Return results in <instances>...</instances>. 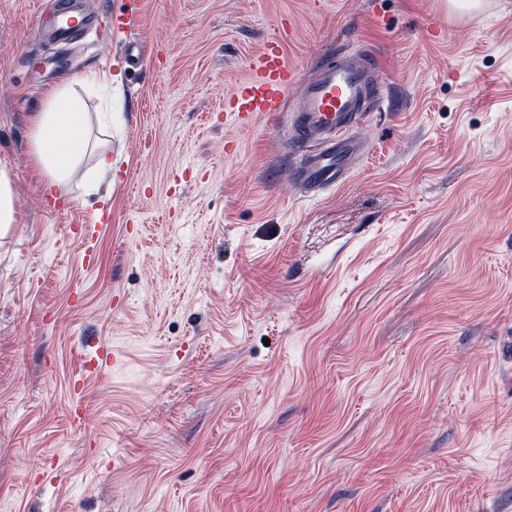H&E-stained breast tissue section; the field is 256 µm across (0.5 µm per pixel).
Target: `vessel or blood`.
Here are the masks:
<instances>
[{"label":"vessel or blood","instance_id":"obj_1","mask_svg":"<svg viewBox=\"0 0 512 512\" xmlns=\"http://www.w3.org/2000/svg\"><path fill=\"white\" fill-rule=\"evenodd\" d=\"M77 0H65L64 19L55 37L73 40L86 25L84 15L76 12ZM371 61L367 55L349 51L336 60L318 67L306 80L285 61L280 42H268L252 62L250 76L239 83L224 100V112L243 124L259 115L289 111L294 119L295 138L317 144V151L302 157L295 170L296 179L311 189L336 185L358 153L349 129L364 112L369 111L368 97ZM296 96H289L290 87ZM120 354L103 344L81 357V370L73 381L81 389L86 378L107 381L111 366Z\"/></svg>","mask_w":512,"mask_h":512}]
</instances>
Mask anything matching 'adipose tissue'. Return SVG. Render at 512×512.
Returning a JSON list of instances; mask_svg holds the SVG:
<instances>
[{"mask_svg":"<svg viewBox=\"0 0 512 512\" xmlns=\"http://www.w3.org/2000/svg\"><path fill=\"white\" fill-rule=\"evenodd\" d=\"M31 147L36 165L44 177L46 192L69 185L78 174L86 155H93L97 171L112 170V155L89 142V114L72 89L57 90L42 111L32 119Z\"/></svg>","mask_w":512,"mask_h":512,"instance_id":"1","label":"adipose tissue"}]
</instances>
